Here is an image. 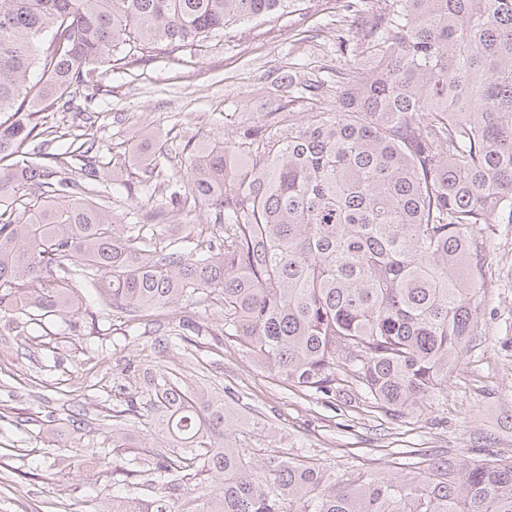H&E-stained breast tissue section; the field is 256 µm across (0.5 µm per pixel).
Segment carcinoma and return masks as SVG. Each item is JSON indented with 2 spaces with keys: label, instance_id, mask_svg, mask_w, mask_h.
I'll list each match as a JSON object with an SVG mask.
<instances>
[{
  "label": "carcinoma",
  "instance_id": "carcinoma-1",
  "mask_svg": "<svg viewBox=\"0 0 512 512\" xmlns=\"http://www.w3.org/2000/svg\"><path fill=\"white\" fill-rule=\"evenodd\" d=\"M299 2L0 0V311L81 321L84 290L148 326L172 310L182 337L202 331L184 309L215 294L224 335L301 390L346 382L400 418L446 382L478 332V227L512 215V0H344L361 34L348 67L297 87L279 77L314 111H288L280 135L253 126L229 147L184 145L188 175L169 199L215 210L204 246L118 223L96 202L108 162L95 142L75 137L60 154L37 140L40 113L73 106L131 54L190 49ZM67 154L77 180L58 175ZM171 163L155 154L143 182ZM145 389L110 433L112 447L136 449L114 470L148 476L155 496L114 499L112 512H512V456L342 481L273 460L265 478L224 398L191 394L169 371ZM58 420L84 431L70 408ZM131 422L169 450L133 441ZM191 483L202 494L177 503Z\"/></svg>",
  "mask_w": 512,
  "mask_h": 512
}]
</instances>
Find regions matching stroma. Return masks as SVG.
<instances>
[{
  "instance_id": "stroma-1",
  "label": "stroma",
  "mask_w": 512,
  "mask_h": 512,
  "mask_svg": "<svg viewBox=\"0 0 512 512\" xmlns=\"http://www.w3.org/2000/svg\"><path fill=\"white\" fill-rule=\"evenodd\" d=\"M336 0H301L296 12L234 26L196 50L146 55L122 75L101 74L83 113L53 109L47 132L89 134L98 146L125 152L150 136L152 147L181 151L185 143L226 146L258 125L288 128L278 110L288 97L275 78L295 80L343 65L336 49ZM211 210L187 203L163 217L162 236L193 243ZM488 264L479 333L461 349L442 389L394 418L357 392H305L260 366L224 335L219 300L195 308L208 333L180 341L166 327L128 333L127 318L84 296L89 315L80 333L64 318L44 326L0 312V512H112L128 490L105 464L104 417L143 391L146 372L176 370L186 387L223 394L243 416L236 439L258 467L269 459L313 460L336 476L392 475L394 452L409 451L423 469L440 454L471 456L485 448L512 456V215L480 227ZM80 412L84 432L57 426L60 409Z\"/></svg>"
}]
</instances>
